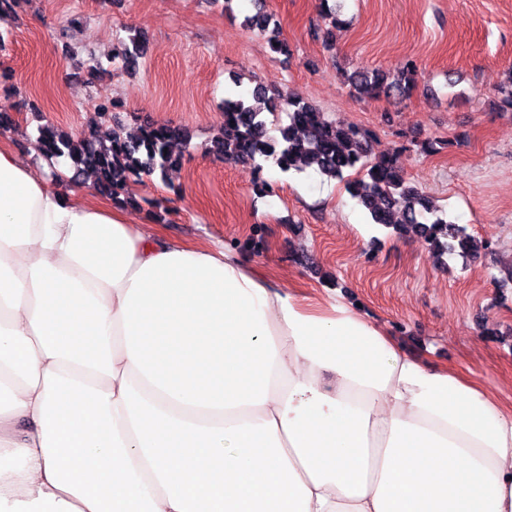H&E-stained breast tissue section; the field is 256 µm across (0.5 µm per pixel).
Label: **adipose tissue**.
Returning a JSON list of instances; mask_svg holds the SVG:
<instances>
[{"mask_svg":"<svg viewBox=\"0 0 512 512\" xmlns=\"http://www.w3.org/2000/svg\"><path fill=\"white\" fill-rule=\"evenodd\" d=\"M0 143V512H512V407Z\"/></svg>","mask_w":512,"mask_h":512,"instance_id":"obj_1","label":"adipose tissue"}]
</instances>
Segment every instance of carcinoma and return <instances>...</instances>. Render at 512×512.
<instances>
[{
  "instance_id": "cac0c4a2",
  "label": "carcinoma",
  "mask_w": 512,
  "mask_h": 512,
  "mask_svg": "<svg viewBox=\"0 0 512 512\" xmlns=\"http://www.w3.org/2000/svg\"><path fill=\"white\" fill-rule=\"evenodd\" d=\"M144 55L139 39L121 40L112 49V62L127 67ZM415 76L416 65L410 63L391 82L378 71H355L346 81L356 95L377 98L391 91L411 94ZM38 134L46 157L70 161V180L91 169L101 193L129 204L136 203L133 184L144 176H162L178 164L179 158L164 149L192 139L187 128L164 123L129 129L120 125L108 145L94 131L74 139L52 122L39 126ZM368 139L369 132L356 124L326 120L314 105L289 95L270 96L257 85L224 97L223 124L211 148L226 161L270 160L283 172L301 173L314 165L321 173L346 180L348 192L373 223L422 239L438 259L480 258L488 245L449 221L433 197L405 180L400 151L370 161Z\"/></svg>"
}]
</instances>
